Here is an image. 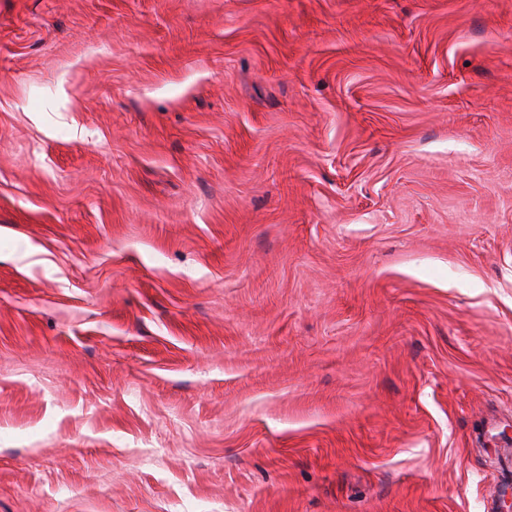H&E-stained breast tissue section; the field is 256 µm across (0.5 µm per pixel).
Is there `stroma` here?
I'll list each match as a JSON object with an SVG mask.
<instances>
[{
	"label": "stroma",
	"instance_id": "obj_1",
	"mask_svg": "<svg viewBox=\"0 0 512 512\" xmlns=\"http://www.w3.org/2000/svg\"><path fill=\"white\" fill-rule=\"evenodd\" d=\"M512 0H0V512H500Z\"/></svg>",
	"mask_w": 512,
	"mask_h": 512
}]
</instances>
